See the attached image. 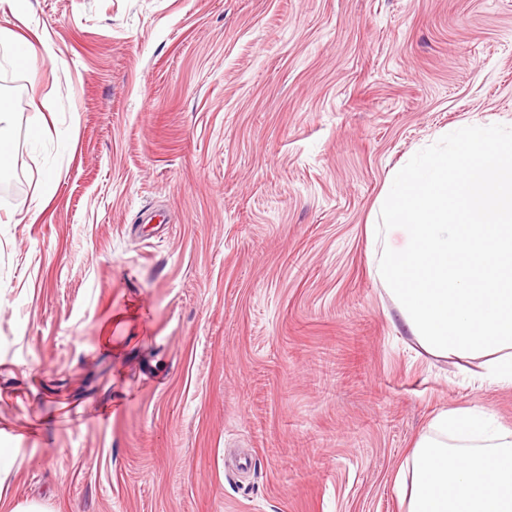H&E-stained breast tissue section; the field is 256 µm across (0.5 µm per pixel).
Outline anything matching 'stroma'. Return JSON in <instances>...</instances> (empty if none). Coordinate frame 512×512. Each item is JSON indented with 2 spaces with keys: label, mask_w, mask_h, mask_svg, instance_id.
Wrapping results in <instances>:
<instances>
[{
  "label": "stroma",
  "mask_w": 512,
  "mask_h": 512,
  "mask_svg": "<svg viewBox=\"0 0 512 512\" xmlns=\"http://www.w3.org/2000/svg\"><path fill=\"white\" fill-rule=\"evenodd\" d=\"M0 106L5 499L401 512L437 413L512 428L480 360L394 328L366 233L416 152L512 127V0H25L0 6ZM42 119L71 143L32 142Z\"/></svg>",
  "instance_id": "35a3bbf8"
}]
</instances>
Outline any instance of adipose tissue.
I'll list each match as a JSON object with an SVG mask.
<instances>
[{"label":"adipose tissue","mask_w":512,"mask_h":512,"mask_svg":"<svg viewBox=\"0 0 512 512\" xmlns=\"http://www.w3.org/2000/svg\"><path fill=\"white\" fill-rule=\"evenodd\" d=\"M395 488L403 512H512V428L469 407L439 412Z\"/></svg>","instance_id":"adipose-tissue-1"}]
</instances>
